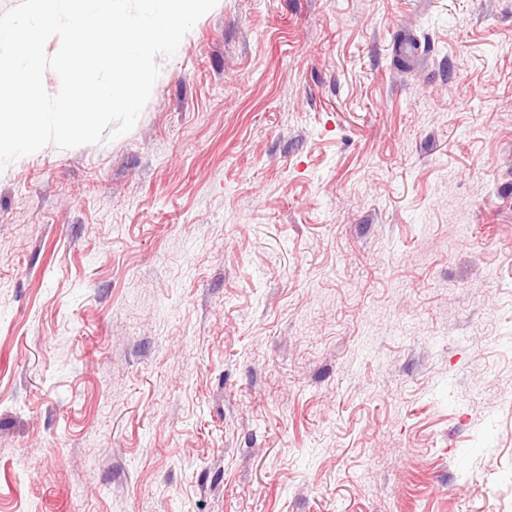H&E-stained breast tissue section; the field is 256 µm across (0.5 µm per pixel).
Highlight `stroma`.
Here are the masks:
<instances>
[{"instance_id":"1","label":"stroma","mask_w":512,"mask_h":512,"mask_svg":"<svg viewBox=\"0 0 512 512\" xmlns=\"http://www.w3.org/2000/svg\"><path fill=\"white\" fill-rule=\"evenodd\" d=\"M158 63L0 170V512H512V0H218Z\"/></svg>"}]
</instances>
